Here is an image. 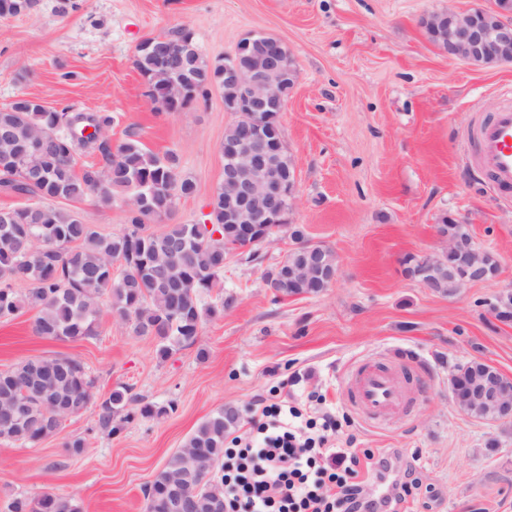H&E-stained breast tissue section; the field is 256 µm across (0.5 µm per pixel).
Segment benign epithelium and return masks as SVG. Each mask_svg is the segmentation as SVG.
Here are the masks:
<instances>
[{
	"mask_svg": "<svg viewBox=\"0 0 512 512\" xmlns=\"http://www.w3.org/2000/svg\"><path fill=\"white\" fill-rule=\"evenodd\" d=\"M427 33L441 38L439 46L452 59H462L474 66H486L512 61V13L494 7L490 10L456 12L442 10L423 21ZM224 79L237 84L241 93L236 104V120L240 137L224 145L228 162L224 165V222L246 224L245 233L238 237L237 249L255 244H267L278 239V233L288 230L286 215L290 209L284 202H293L296 176L285 181L271 161L283 148L279 137V115L284 111V82H296L297 70L288 68L281 41L264 42L250 34L241 39L232 57L224 63ZM153 82L168 88L165 99L149 97L160 110L172 111L170 104L183 99L185 87L171 79L167 68L155 72ZM432 279L423 286L440 292L444 286L443 255L421 257ZM498 369L475 373L464 378L454 372L450 389L456 407L465 414L484 408L501 419L512 418V392L503 384Z\"/></svg>",
	"mask_w": 512,
	"mask_h": 512,
	"instance_id": "benign-epithelium-1",
	"label": "benign epithelium"
}]
</instances>
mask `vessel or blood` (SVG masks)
I'll use <instances>...</instances> for the list:
<instances>
[{"label": "vessel or blood", "mask_w": 512, "mask_h": 512, "mask_svg": "<svg viewBox=\"0 0 512 512\" xmlns=\"http://www.w3.org/2000/svg\"><path fill=\"white\" fill-rule=\"evenodd\" d=\"M492 115L475 120L470 129L473 158L494 187L512 195V89ZM353 403L362 418L380 428L400 407L403 389L398 379L381 367H362L352 379Z\"/></svg>", "instance_id": "1"}]
</instances>
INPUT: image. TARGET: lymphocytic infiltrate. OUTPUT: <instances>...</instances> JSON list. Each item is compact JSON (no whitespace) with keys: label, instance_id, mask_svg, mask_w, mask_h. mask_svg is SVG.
<instances>
[{"label":"lymphocytic infiltrate","instance_id":"1","mask_svg":"<svg viewBox=\"0 0 512 512\" xmlns=\"http://www.w3.org/2000/svg\"><path fill=\"white\" fill-rule=\"evenodd\" d=\"M254 424L255 433L235 437L225 451V512H372L357 465L377 475L388 459L370 449L348 457L335 448V412L314 419L274 403L257 410Z\"/></svg>","mask_w":512,"mask_h":512}]
</instances>
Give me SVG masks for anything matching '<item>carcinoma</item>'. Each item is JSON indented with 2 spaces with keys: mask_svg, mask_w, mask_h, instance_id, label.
Returning <instances> with one entry per match:
<instances>
[{
  "mask_svg": "<svg viewBox=\"0 0 512 512\" xmlns=\"http://www.w3.org/2000/svg\"><path fill=\"white\" fill-rule=\"evenodd\" d=\"M39 0H0V18L24 15ZM167 39L182 44L194 66L173 76L186 84V101L216 84L226 106L234 105L238 89L224 85V61L212 62L201 52L193 33L179 27ZM159 59L150 44L137 52L134 65L151 81ZM112 115L55 112L33 98H20L0 110V190L29 195L40 204L13 208L0 215V318L20 309L37 310L34 331L57 340H81L96 334L100 305L134 322L139 336L157 342L156 353L167 358L177 348L192 346L203 316L216 308L203 301L224 277V239L206 245L196 240V225L168 224L159 231L147 228L153 217L169 216L177 200L193 194L196 185L181 167L179 156L147 151L131 136L112 145L108 130ZM91 149L102 163L76 169L77 158ZM87 197L104 205L116 198L126 208L128 228L104 235L84 223L79 214L54 206L59 200ZM204 223L224 232V186L216 188ZM472 257L450 252L445 292L456 289L457 278L470 268ZM296 248L271 268L268 287L288 292L285 271L307 264ZM25 284L23 292L17 285ZM325 281L308 277L294 287L296 294H318ZM94 382L82 364L70 357L27 360L0 371V394L9 392L26 401L23 411L14 402L0 403V440L35 445L55 435L62 421L88 407L95 398ZM132 397L119 387L100 404L99 427L116 432L131 417L124 410ZM238 415L228 407L211 413L169 457L145 492L146 512H174L172 482L186 475L187 449L204 448L208 456L184 486L192 498V512H224V440ZM9 512H80L70 500L52 493L37 499L16 498Z\"/></svg>",
  "mask_w": 512,
  "mask_h": 512,
  "instance_id": "carcinoma-1",
  "label": "carcinoma"
}]
</instances>
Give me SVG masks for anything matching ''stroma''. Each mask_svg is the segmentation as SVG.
Wrapping results in <instances>:
<instances>
[{"label":"stroma","instance_id":"35a3bbf8","mask_svg":"<svg viewBox=\"0 0 512 512\" xmlns=\"http://www.w3.org/2000/svg\"><path fill=\"white\" fill-rule=\"evenodd\" d=\"M40 0L29 15L0 18V109L23 96L50 109L114 116L113 143L136 135L156 154L176 152L196 183L173 224L198 223L224 179V131L234 116L212 88L179 112L156 109L133 59L137 43L190 29L207 59L231 56L247 34L281 39L297 80L280 114L296 167L289 215L311 241L333 249L336 278L316 296L277 295L263 275L287 254L288 235L259 246L258 260H226L221 297L194 345L165 360L129 320L101 312L96 335H36V310L0 319V370L29 359L73 357L95 382L96 400L36 445L0 441V512L17 496L50 492L81 512H145V490L196 427L225 405L239 409L232 436L251 431L264 404L289 399L316 414L332 407L337 447L389 454L418 483L403 512H512V419L487 421L453 403L450 377L472 360L512 376V320L493 303L512 293V199L468 156L465 129L512 86V64L474 68L448 58L423 20L494 0ZM83 221L122 232V200L74 203ZM466 224L498 271L450 295L423 288L409 257L439 254L444 219ZM403 374L402 408L366 428L350 379L362 365ZM125 386L136 417L100 429V402ZM163 415L140 417L141 405ZM82 439L81 450L70 449Z\"/></svg>","mask_w":512,"mask_h":512}]
</instances>
